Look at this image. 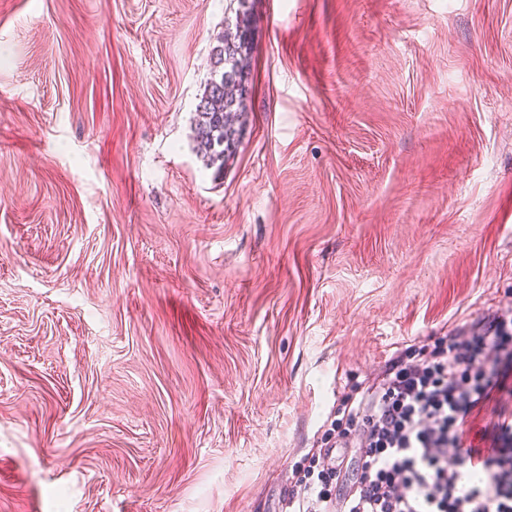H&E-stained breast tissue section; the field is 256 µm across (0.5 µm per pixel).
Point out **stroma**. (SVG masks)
Here are the masks:
<instances>
[{"mask_svg":"<svg viewBox=\"0 0 512 512\" xmlns=\"http://www.w3.org/2000/svg\"><path fill=\"white\" fill-rule=\"evenodd\" d=\"M0 0V512H281L339 399L512 307V0ZM249 0H238L235 32L224 31V39L213 51V77L196 107V152L207 166H215V177L224 171V163L234 153L238 131L234 124L238 112H244L249 93L244 61L253 50L248 11ZM242 65L238 67V64Z\"/></svg>","mask_w":512,"mask_h":512,"instance_id":"stroma-1","label":"stroma"}]
</instances>
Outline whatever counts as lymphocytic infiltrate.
Instances as JSON below:
<instances>
[{
    "instance_id": "f902f5d3",
    "label": "lymphocytic infiltrate",
    "mask_w": 512,
    "mask_h": 512,
    "mask_svg": "<svg viewBox=\"0 0 512 512\" xmlns=\"http://www.w3.org/2000/svg\"><path fill=\"white\" fill-rule=\"evenodd\" d=\"M512 370V309L401 353L381 381L338 407L328 431L345 467L299 462L288 512H512V414L495 445L465 443L471 418Z\"/></svg>"
}]
</instances>
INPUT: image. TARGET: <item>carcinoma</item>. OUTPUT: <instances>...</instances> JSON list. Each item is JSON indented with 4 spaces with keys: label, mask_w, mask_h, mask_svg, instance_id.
I'll return each mask as SVG.
<instances>
[{
    "label": "carcinoma",
    "mask_w": 512,
    "mask_h": 512,
    "mask_svg": "<svg viewBox=\"0 0 512 512\" xmlns=\"http://www.w3.org/2000/svg\"><path fill=\"white\" fill-rule=\"evenodd\" d=\"M235 28L224 31V39L213 51V77L196 107V152L206 165L216 167L215 174L224 171V163L234 153L238 143L235 122L244 111L249 93L244 61L253 50L250 36L249 0H238Z\"/></svg>",
    "instance_id": "cac0c4a2"
}]
</instances>
